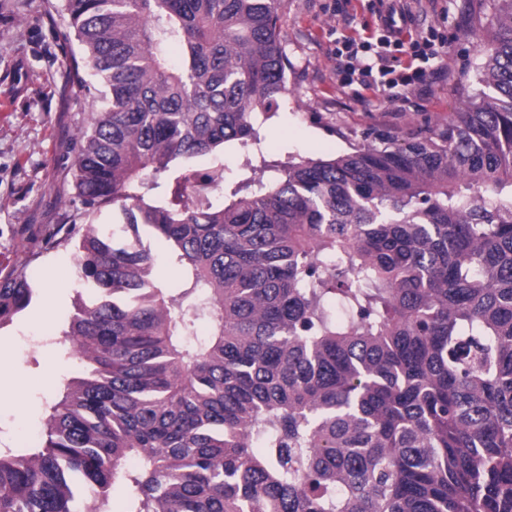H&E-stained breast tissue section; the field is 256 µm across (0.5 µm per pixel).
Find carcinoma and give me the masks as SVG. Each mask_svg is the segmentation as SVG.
Segmentation results:
<instances>
[{
    "label": "carcinoma",
    "instance_id": "obj_1",
    "mask_svg": "<svg viewBox=\"0 0 512 512\" xmlns=\"http://www.w3.org/2000/svg\"><path fill=\"white\" fill-rule=\"evenodd\" d=\"M496 2L480 101L224 204V168L190 163L257 142L287 92L284 0H65L105 84L77 195L119 208L124 237L90 224L77 243L96 299L64 336L87 372L38 447L0 450V512H84L83 491L110 512L117 486L126 512H512V0ZM146 238L184 266L178 287ZM34 297L0 271V327Z\"/></svg>",
    "mask_w": 512,
    "mask_h": 512
}]
</instances>
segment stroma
I'll use <instances>...</instances> for the list:
<instances>
[{"label":"stroma","instance_id":"stroma-1","mask_svg":"<svg viewBox=\"0 0 512 512\" xmlns=\"http://www.w3.org/2000/svg\"><path fill=\"white\" fill-rule=\"evenodd\" d=\"M64 0H0V268L21 269L38 291L53 289L49 315L31 311L0 328V378L15 388L0 396V448H32L64 384L82 365L63 338L76 299L93 293L77 276L74 247L87 225H113L106 208L90 214L74 187V142L103 107L95 78L68 25ZM402 12L398 36L433 30L443 59L426 63L423 81L391 104L373 90L354 96L339 81L337 41L378 38L381 21ZM493 0H286L287 91L273 117L256 116L259 141L231 142L196 159L223 167V195L248 179L273 187L289 160L349 152L367 133L401 134L447 123L482 95L476 34L494 17Z\"/></svg>","mask_w":512,"mask_h":512}]
</instances>
